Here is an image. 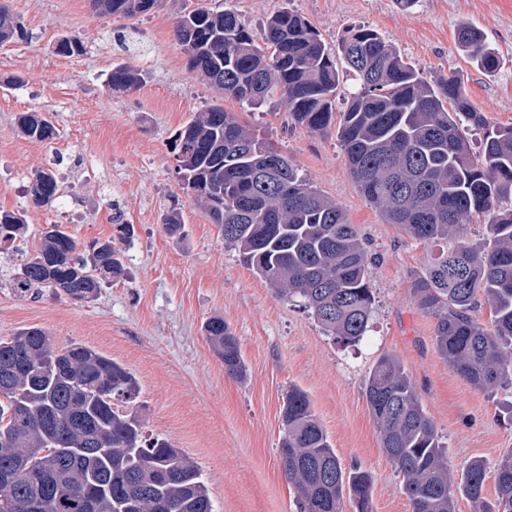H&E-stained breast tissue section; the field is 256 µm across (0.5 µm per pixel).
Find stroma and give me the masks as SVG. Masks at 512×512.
<instances>
[{
  "label": "stroma",
  "instance_id": "1",
  "mask_svg": "<svg viewBox=\"0 0 512 512\" xmlns=\"http://www.w3.org/2000/svg\"><path fill=\"white\" fill-rule=\"evenodd\" d=\"M197 3L163 0L124 20L93 15L88 0H9L27 38L0 44V210L26 215L31 243L49 224L83 242L115 235L117 212L135 237L125 248L126 276L81 304L48 288L18 296L7 281L20 258L1 250L0 337L41 327L57 345L77 342L124 366L139 383L147 430L198 463L214 512H297L278 455L280 412L293 386L308 394L342 463L371 473L372 512H411L363 392L376 359L391 353L402 362L455 469L475 458L495 466L512 449V388L477 390L437 354L435 320L418 307L412 284L438 249L386 223L366 201L335 131L295 125L277 101L249 109L188 68L175 21ZM224 5L257 37L272 14L294 10L332 48L347 28L368 26L423 76L459 73L490 124H512V0H416L409 8L400 0ZM464 22L496 50V72L478 70L458 48L454 32ZM72 35L83 38L84 52L57 54L58 41ZM123 62L148 71L147 82L133 91L108 89L107 73ZM6 77L12 85H3ZM216 103L288 155L366 239L376 310L359 346L335 343L304 308L277 297L183 190L174 139ZM30 111L53 123L54 140L34 142L19 132V115ZM41 168L59 178L60 197L49 209L33 207L27 193L31 173ZM174 208L184 224L180 237L161 224ZM216 314L238 340L245 379L225 373L204 335Z\"/></svg>",
  "mask_w": 512,
  "mask_h": 512
}]
</instances>
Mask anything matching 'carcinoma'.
<instances>
[{
  "label": "carcinoma",
  "instance_id": "carcinoma-1",
  "mask_svg": "<svg viewBox=\"0 0 512 512\" xmlns=\"http://www.w3.org/2000/svg\"><path fill=\"white\" fill-rule=\"evenodd\" d=\"M89 2L101 15L125 19L158 5ZM175 35L189 69L224 96L258 108L278 95L291 121L312 132L338 123L337 137L364 198L408 237L442 246L412 285L418 306L436 320L438 354L481 391L511 386L512 125L489 127L459 75L428 81L365 26L345 31L339 60L312 25L288 9L269 17L261 45L237 12L213 6L180 15ZM25 36L0 4V43ZM455 39L478 69L498 68L477 28L462 23ZM56 50L80 55L84 41L65 37ZM345 76L354 85L338 112ZM145 81V71L121 63L109 71L106 86L129 91ZM465 123L484 131L476 152L463 134ZM18 128L39 142L57 136L38 112L22 114ZM175 150L183 190L208 210L224 244L278 296L310 312L327 335L359 342L375 304L371 258L344 209L218 104L179 130ZM57 191L52 170L32 175L34 205H52ZM475 215L489 229L482 246L466 242ZM26 229L25 215L0 210V244H14ZM116 230L115 239L85 245L61 225H48L10 287L20 295L51 288L71 300H93L105 279L124 273L118 244L133 229L118 224ZM481 301L489 307L486 324L473 316ZM204 332L224 371L244 377L239 343L224 317L211 316ZM139 394L136 378L121 364L79 343L60 347L43 328L0 339V512H214L197 463L169 439L146 435ZM364 395L412 512H456L458 495L475 512H512V449L495 466L490 502L486 464L474 460L458 471L448 465L446 448L395 355L376 360ZM281 424L280 465L296 489L299 512H342L346 498L357 512H371L372 475L343 466L304 390H288Z\"/></svg>",
  "mask_w": 512,
  "mask_h": 512
}]
</instances>
